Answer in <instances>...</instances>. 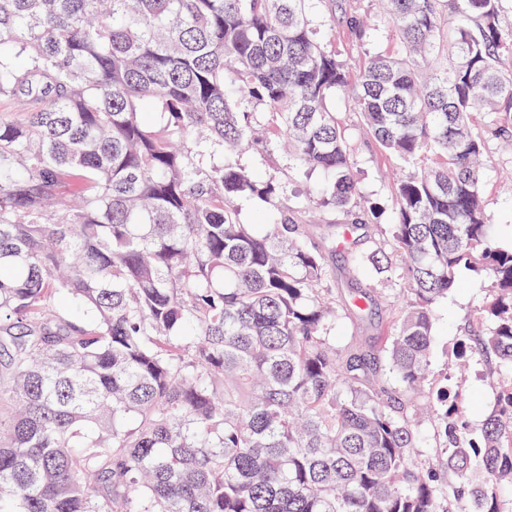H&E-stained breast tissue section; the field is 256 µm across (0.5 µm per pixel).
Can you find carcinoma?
<instances>
[{"mask_svg": "<svg viewBox=\"0 0 512 512\" xmlns=\"http://www.w3.org/2000/svg\"><path fill=\"white\" fill-rule=\"evenodd\" d=\"M314 1L336 18L341 0H0V512H512V245L483 194L487 136L512 147L506 0H379L395 46L356 72ZM340 95L400 170L384 223ZM280 147L324 175L294 209L237 163ZM311 205L347 222L318 243ZM327 249L349 255L340 300ZM374 270L395 317L338 346ZM463 270L488 298L429 456L418 398ZM470 363L491 366L477 425L450 384Z\"/></svg>", "mask_w": 512, "mask_h": 512, "instance_id": "carcinoma-1", "label": "carcinoma"}]
</instances>
